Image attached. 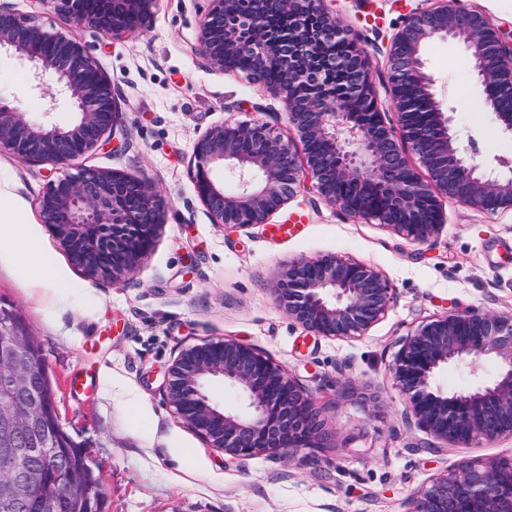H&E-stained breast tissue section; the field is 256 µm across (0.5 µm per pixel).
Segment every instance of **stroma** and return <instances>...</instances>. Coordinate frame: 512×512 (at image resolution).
Segmentation results:
<instances>
[{
  "label": "stroma",
  "mask_w": 512,
  "mask_h": 512,
  "mask_svg": "<svg viewBox=\"0 0 512 512\" xmlns=\"http://www.w3.org/2000/svg\"><path fill=\"white\" fill-rule=\"evenodd\" d=\"M48 32L71 33L110 78L121 119L108 140L66 168L0 153V184L27 218L26 242L0 244V302L38 341L66 432L100 482L101 512H412L416 493L461 458L512 460V440L444 448L421 428L394 377L403 341L450 311L512 312V211L443 203L444 222L415 244L377 221L354 218L312 186L298 188L269 223H213L193 179V148L211 128L262 122L294 134L281 98L222 72L193 52L209 0H157L148 32L111 42L71 28L55 5L0 0ZM425 0H325L372 67L378 108L396 126L387 52ZM441 108H453L460 145L480 164L512 159V136L485 105L463 43L421 50ZM0 98L31 121L61 128L66 104L31 89V72L0 53ZM119 170L154 184L165 222L154 250L118 284L89 277L39 216L50 184L79 167ZM285 224L288 234L274 233ZM52 267L60 287L41 301L24 283L28 256ZM335 255L368 265L391 288L385 315L357 338L312 336L275 290L282 271ZM233 339L279 364L312 398L321 445L288 456H224L186 425L165 393L185 348Z\"/></svg>",
  "instance_id": "35a3bbf8"
}]
</instances>
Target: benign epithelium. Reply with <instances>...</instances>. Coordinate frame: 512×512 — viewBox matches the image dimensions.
<instances>
[{
  "label": "benign epithelium",
  "instance_id": "7a95c632",
  "mask_svg": "<svg viewBox=\"0 0 512 512\" xmlns=\"http://www.w3.org/2000/svg\"><path fill=\"white\" fill-rule=\"evenodd\" d=\"M54 3L76 27L91 25L107 39L132 40L151 27L156 0H40ZM194 50L227 72L240 51L255 63L246 73L279 95L302 145L307 174L326 201L357 218H373L406 239L423 244L442 226V199L486 212L512 210L511 175L473 163L458 144L451 113L442 111L423 71L421 46L435 37L463 42L484 86L512 91V33L485 13L460 9L449 0L410 15L389 50L391 105L399 130L374 111L369 62L348 42L324 0H210ZM287 18L271 24L267 6ZM0 51L33 71V90L76 114L67 128L31 122L0 99V152L24 161L70 166L99 147L120 114L111 80L73 36L49 33L0 8ZM276 56L282 78L267 86L263 69ZM341 75L347 95L327 96V82ZM425 105L427 126L412 109ZM366 108L356 111L357 106ZM418 157L423 180L408 154ZM195 185L213 223L225 228L265 224L301 184L296 155L260 123L215 127L194 147ZM222 167L237 190L211 177ZM42 223L72 260L94 278L116 284L154 247L163 224L155 186L116 171L82 168L54 181L40 202ZM288 317L315 336L363 335L384 315L391 299L386 280L367 265L336 256L289 266L276 289ZM491 358L498 372L489 382L447 391L436 382L452 362ZM46 370L38 343L19 320L0 323V512H87L100 485L90 482L82 461L64 452L65 437L54 401L40 383ZM238 388L246 412L219 408L206 391L212 378ZM395 377L408 395L417 423L451 448L512 438V314L463 311L436 318L411 334L395 357ZM166 396L176 414L224 454L282 456L316 448L321 423L312 400L261 351L232 339L183 350L171 364ZM512 512V470L499 461L463 458L432 480L414 499L412 512Z\"/></svg>",
  "mask_w": 512,
  "mask_h": 512
}]
</instances>
